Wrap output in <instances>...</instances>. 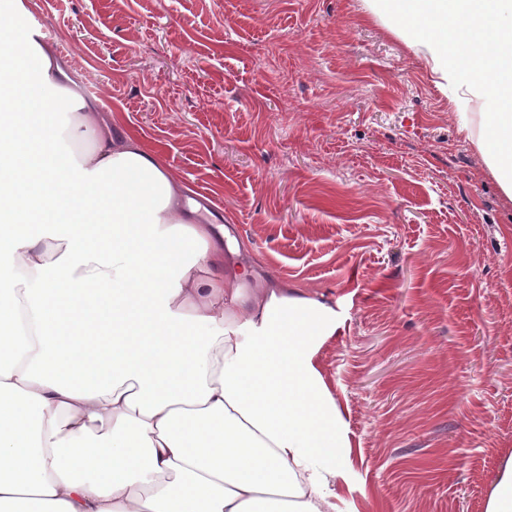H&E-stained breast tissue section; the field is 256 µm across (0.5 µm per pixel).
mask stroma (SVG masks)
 <instances>
[{"mask_svg": "<svg viewBox=\"0 0 512 512\" xmlns=\"http://www.w3.org/2000/svg\"><path fill=\"white\" fill-rule=\"evenodd\" d=\"M84 97L336 302V512H485L512 458V200L361 0H23Z\"/></svg>", "mask_w": 512, "mask_h": 512, "instance_id": "1", "label": "stroma"}]
</instances>
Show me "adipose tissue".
I'll return each mask as SVG.
<instances>
[{"instance_id":"ef3b65f1","label":"adipose tissue","mask_w":512,"mask_h":512,"mask_svg":"<svg viewBox=\"0 0 512 512\" xmlns=\"http://www.w3.org/2000/svg\"><path fill=\"white\" fill-rule=\"evenodd\" d=\"M422 55L512 200V0H364ZM0 9V512H335V303L250 272L163 163ZM66 94L77 118L49 114ZM87 143L81 154L63 142Z\"/></svg>"}]
</instances>
